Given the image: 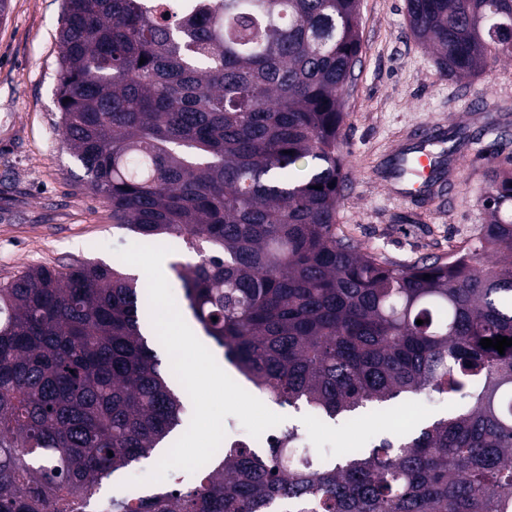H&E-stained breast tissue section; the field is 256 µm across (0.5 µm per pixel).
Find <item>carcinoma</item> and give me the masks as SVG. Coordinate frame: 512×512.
<instances>
[{
	"mask_svg": "<svg viewBox=\"0 0 512 512\" xmlns=\"http://www.w3.org/2000/svg\"><path fill=\"white\" fill-rule=\"evenodd\" d=\"M405 11L448 78L512 58V0ZM360 28V0H63L62 145L112 224L188 241L173 265L187 307L261 394L329 419L469 399L344 459L288 453L294 428L224 447L194 486L100 512H512V346L480 345L512 338V167L488 169L489 223L446 259L399 263L338 234ZM456 137L439 140L440 175ZM149 319L119 261L0 281V512H93L103 480L179 425Z\"/></svg>",
	"mask_w": 512,
	"mask_h": 512,
	"instance_id": "carcinoma-1",
	"label": "carcinoma"
}]
</instances>
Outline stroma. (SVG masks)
<instances>
[{
	"label": "stroma",
	"instance_id": "35a3bbf8",
	"mask_svg": "<svg viewBox=\"0 0 512 512\" xmlns=\"http://www.w3.org/2000/svg\"><path fill=\"white\" fill-rule=\"evenodd\" d=\"M62 0H9L0 20V280L29 266L109 265L136 242L114 227L109 207L84 187V170L61 144L55 88L60 71ZM361 62L345 101L341 151L348 177L337 228L365 250L411 263L448 257L475 238L488 216L486 171L512 156V134L489 131L512 109V61L453 81L413 37L404 0H361ZM452 129L461 138L445 186L427 201L407 199L386 173L390 155L421 129ZM464 403L463 398L402 396L386 411H365L336 424L273 405L285 423L314 429L316 445L344 456L367 440L417 430Z\"/></svg>",
	"mask_w": 512,
	"mask_h": 512
}]
</instances>
